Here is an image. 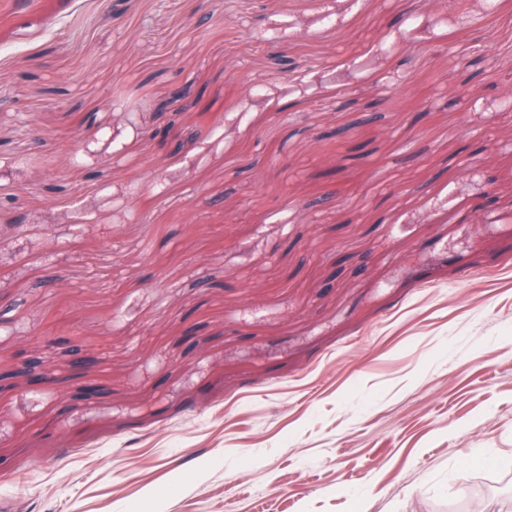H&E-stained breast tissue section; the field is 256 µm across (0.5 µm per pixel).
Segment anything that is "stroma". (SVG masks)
<instances>
[{
    "mask_svg": "<svg viewBox=\"0 0 512 512\" xmlns=\"http://www.w3.org/2000/svg\"><path fill=\"white\" fill-rule=\"evenodd\" d=\"M485 10L0 0V368L66 369L73 337L104 389L0 398L5 512H448L512 479V26ZM186 74L217 127L166 159ZM152 135L160 142L161 147L167 151L166 155L168 156L181 153L187 146L182 137L177 136V133L166 126L153 129Z\"/></svg>",
    "mask_w": 512,
    "mask_h": 512,
    "instance_id": "1",
    "label": "stroma"
}]
</instances>
